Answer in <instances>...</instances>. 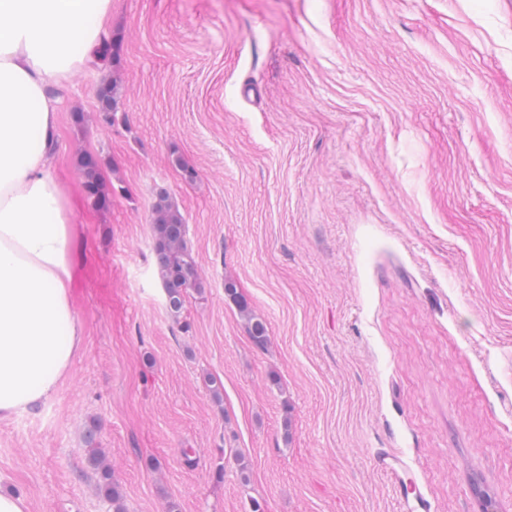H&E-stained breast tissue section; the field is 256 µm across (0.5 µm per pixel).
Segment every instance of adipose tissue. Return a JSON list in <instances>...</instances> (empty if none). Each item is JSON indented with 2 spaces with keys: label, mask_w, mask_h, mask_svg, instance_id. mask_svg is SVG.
<instances>
[{
  "label": "adipose tissue",
  "mask_w": 512,
  "mask_h": 512,
  "mask_svg": "<svg viewBox=\"0 0 512 512\" xmlns=\"http://www.w3.org/2000/svg\"><path fill=\"white\" fill-rule=\"evenodd\" d=\"M111 13L112 0H0V421L56 394L83 348L73 212L53 171L55 91Z\"/></svg>",
  "instance_id": "obj_1"
}]
</instances>
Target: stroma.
<instances>
[{"mask_svg":"<svg viewBox=\"0 0 512 512\" xmlns=\"http://www.w3.org/2000/svg\"><path fill=\"white\" fill-rule=\"evenodd\" d=\"M111 28L113 66L58 92L85 344L0 421V490L112 512L92 425L125 512H512V0H112ZM160 191L206 283L178 322ZM119 84L117 78L111 81H105L98 90V98L100 103L99 112L101 113L102 121L110 126L119 123L120 119L118 115V90ZM79 168L90 204L97 208L106 207L112 199V183H107L103 179L101 161L91 153H84L80 157ZM90 199L94 204L91 203ZM225 293L237 303L240 314L249 320V329L253 341L258 346H264L268 341L266 327L262 321L252 317L248 304L241 301L238 296L237 286L234 282L227 281L224 285ZM89 464L94 470L100 473L99 481L96 484V492L99 496L112 502L114 511L123 512L122 497L117 484L112 481V472L109 466L105 463L103 454L96 450L89 457Z\"/></svg>","mask_w":512,"mask_h":512,"instance_id":"35a3bbf8","label":"stroma"}]
</instances>
